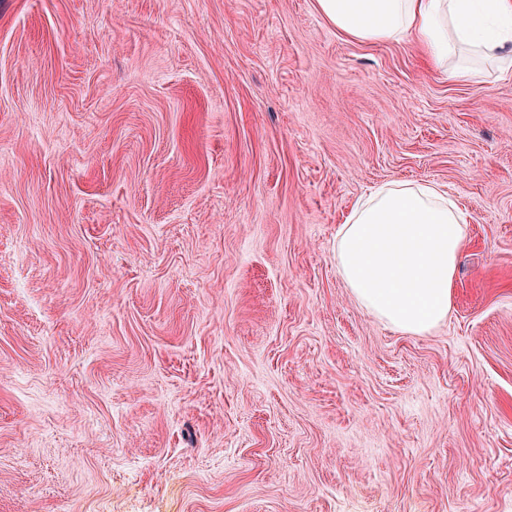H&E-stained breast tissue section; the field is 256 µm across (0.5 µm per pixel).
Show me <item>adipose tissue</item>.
Segmentation results:
<instances>
[{"instance_id":"ef3b65f1","label":"adipose tissue","mask_w":512,"mask_h":512,"mask_svg":"<svg viewBox=\"0 0 512 512\" xmlns=\"http://www.w3.org/2000/svg\"><path fill=\"white\" fill-rule=\"evenodd\" d=\"M324 19L362 43L412 37L440 67L479 54L512 67V0H316ZM466 225L438 185L392 182L357 203L336 234V270L355 300L398 331L447 320Z\"/></svg>"}]
</instances>
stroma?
I'll list each match as a JSON object with an SVG mask.
<instances>
[{"label":"stroma","instance_id":"stroma-1","mask_svg":"<svg viewBox=\"0 0 512 512\" xmlns=\"http://www.w3.org/2000/svg\"><path fill=\"white\" fill-rule=\"evenodd\" d=\"M467 219L393 330L336 233ZM0 512H512V72L316 0H0ZM466 221L434 183L392 182L357 203L336 234V270L355 300L398 331L448 319Z\"/></svg>","mask_w":512,"mask_h":512}]
</instances>
